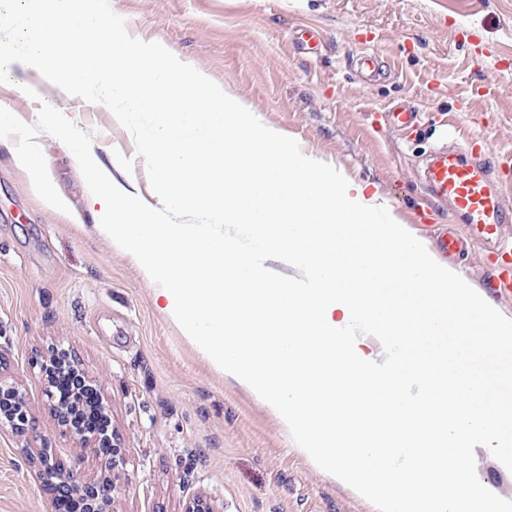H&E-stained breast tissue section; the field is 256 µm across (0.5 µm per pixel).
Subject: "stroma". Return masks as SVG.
I'll list each match as a JSON object with an SVG mask.
<instances>
[{
	"label": "stroma",
	"instance_id": "stroma-1",
	"mask_svg": "<svg viewBox=\"0 0 512 512\" xmlns=\"http://www.w3.org/2000/svg\"><path fill=\"white\" fill-rule=\"evenodd\" d=\"M127 32L156 40L213 80L309 158L366 183L368 194L429 251L449 230L466 236L446 204L427 199L430 151L484 138L491 158L512 156V0H110ZM315 29L317 50L300 35ZM478 33L463 39L464 27ZM386 66L371 80L363 52ZM0 107L35 123L41 103L92 135L91 151L150 205L158 200L131 134L108 107L85 103L41 76L10 68ZM27 79L35 97L17 91ZM491 83L492 94H472ZM402 103L432 116L405 136L384 123ZM38 141L68 212L45 209L8 144L0 143V358L23 392L35 432H0V512H55L31 452L63 463L76 442L50 414L37 358L70 350L110 406L123 453L117 512H182L202 492L219 512H373L322 475L271 411L215 371L154 301L136 261L94 228L88 191L70 150ZM488 248L443 255L512 318L496 294Z\"/></svg>",
	"mask_w": 512,
	"mask_h": 512
}]
</instances>
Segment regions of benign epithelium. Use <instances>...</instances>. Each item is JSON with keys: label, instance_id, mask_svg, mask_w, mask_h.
<instances>
[{"label": "benign epithelium", "instance_id": "1", "mask_svg": "<svg viewBox=\"0 0 512 512\" xmlns=\"http://www.w3.org/2000/svg\"><path fill=\"white\" fill-rule=\"evenodd\" d=\"M49 406L54 420L58 426L65 429L75 439L79 447L94 449L100 447L99 442L93 437H87L76 433L69 425L65 410L62 405L56 401L52 392H47ZM9 398L14 406L23 413L22 421L18 422L12 414L0 413V431L10 430L17 436H24L28 431L29 417L27 415V406L24 394L18 387L10 382L3 374V366L0 365V404L4 398ZM39 464V474L43 481L51 489L62 491L73 499L84 500L89 504L88 512H117L114 508V498L112 491L115 485L116 468L119 460L112 459L105 462V467L109 469V475L102 482H91L81 479L72 469H67L50 452L43 448L37 456ZM183 512H220L211 499L200 493L189 498L186 502Z\"/></svg>", "mask_w": 512, "mask_h": 512}]
</instances>
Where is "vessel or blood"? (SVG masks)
<instances>
[{
  "label": "vessel or blood",
  "instance_id": "obj_1",
  "mask_svg": "<svg viewBox=\"0 0 512 512\" xmlns=\"http://www.w3.org/2000/svg\"><path fill=\"white\" fill-rule=\"evenodd\" d=\"M390 125L398 131L415 129L418 112L396 105L389 109ZM502 169L482 152L478 141L464 148L435 150L426 162L422 179L429 196L448 203L458 223L469 228L468 239L440 235L444 252L463 250L465 241L492 245L502 263L497 280L501 294H512V201L503 194Z\"/></svg>",
  "mask_w": 512,
  "mask_h": 512
}]
</instances>
